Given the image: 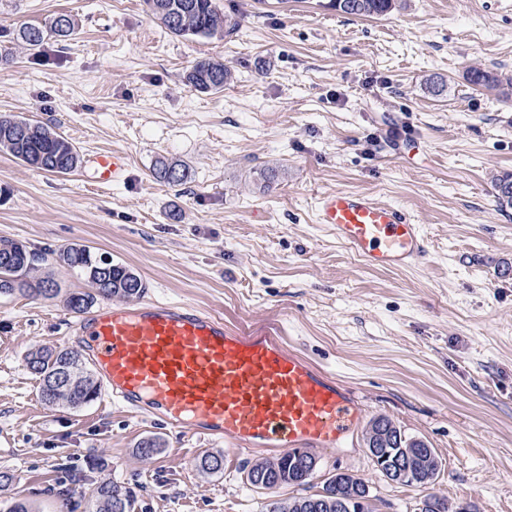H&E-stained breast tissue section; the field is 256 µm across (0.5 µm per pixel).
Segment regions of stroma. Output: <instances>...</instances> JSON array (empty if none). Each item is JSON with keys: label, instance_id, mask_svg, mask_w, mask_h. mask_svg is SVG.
I'll use <instances>...</instances> for the list:
<instances>
[{"label": "stroma", "instance_id": "35a3bbf8", "mask_svg": "<svg viewBox=\"0 0 512 512\" xmlns=\"http://www.w3.org/2000/svg\"><path fill=\"white\" fill-rule=\"evenodd\" d=\"M215 4L239 19L232 34L172 35L143 0H0V113L54 126L81 158L129 163L100 186L0 152V237L87 246L140 274L145 298L234 326L282 322L289 348L352 387L369 418L433 448L441 472L428 488L386 481L360 428L316 453L309 484L269 494L245 480L267 450L232 456L99 399L46 406L26 354L79 345L61 296L17 293L0 296V469L18 477L0 512L18 500L87 512L92 479L131 491L135 512H267L334 472L363 478L375 512H412L430 491L512 512V208L491 183L512 173V98L467 79L475 67L512 78V0H398L372 18L333 0ZM61 13L74 39L23 48L21 25ZM201 59L231 72L223 90L186 84ZM160 157L187 163L188 182L157 181ZM336 189L408 211L426 257L366 268L316 220ZM151 438L160 452L140 457ZM207 452L223 473L197 471Z\"/></svg>", "mask_w": 512, "mask_h": 512}]
</instances>
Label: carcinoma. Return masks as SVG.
I'll list each match as a JSON object with an SVG mask.
<instances>
[{"label":"carcinoma","instance_id":"carcinoma-1","mask_svg":"<svg viewBox=\"0 0 512 512\" xmlns=\"http://www.w3.org/2000/svg\"><path fill=\"white\" fill-rule=\"evenodd\" d=\"M147 11L171 34L179 37L210 38L230 33L238 20L219 11L214 0H144ZM396 6L395 0H336V8L352 17L383 16ZM25 46L34 48L46 38L68 41L76 35L75 21L60 14L45 26L28 24L20 29ZM228 71L213 59L196 62L185 76L188 85L200 92L224 88ZM468 80L473 85L498 86L493 73L474 68ZM0 151L38 170L66 175L81 163L75 146L51 126L14 115H0ZM155 177L170 186H179L190 177V167L159 160ZM55 262L83 276L87 288L65 295L64 305L74 313H84L100 298L129 301L140 297L146 288L132 269L112 262L88 247L69 245L50 252ZM45 255L27 243L0 239V296L23 295L56 298L61 288L43 271ZM26 365L39 380L40 396L49 406L78 408L99 397L100 386L80 355L64 347L40 346L25 357ZM366 445L379 473L387 480L404 485L427 486L437 478L442 461L426 444L408 438L390 419L379 417L366 431ZM224 456L206 453L196 462L204 473L223 470ZM402 463L403 474L392 468ZM315 470L314 457L307 451L283 453L273 460L256 461L247 467L249 484L273 493L284 486H305ZM92 512H132L133 495L111 481H101L91 492ZM269 512H374L367 482L353 474L338 472L326 478L321 490L312 495L274 502ZM415 512H476L470 502L452 504L448 498L428 493L416 504Z\"/></svg>","mask_w":512,"mask_h":512}]
</instances>
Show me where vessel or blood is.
Returning <instances> with one entry per match:
<instances>
[{
  "instance_id": "b4317fda",
  "label": "vessel or blood",
  "mask_w": 512,
  "mask_h": 512,
  "mask_svg": "<svg viewBox=\"0 0 512 512\" xmlns=\"http://www.w3.org/2000/svg\"><path fill=\"white\" fill-rule=\"evenodd\" d=\"M127 167L123 154L99 151L89 177L106 186ZM317 221L373 270H401L426 253L405 209L363 193L323 194ZM71 331L105 401L238 453L333 450L366 415L351 388L288 349L276 324L232 327L193 305L150 299L101 305L75 317Z\"/></svg>"
}]
</instances>
